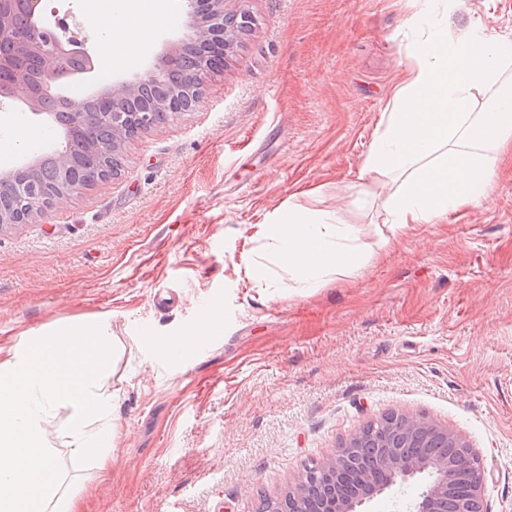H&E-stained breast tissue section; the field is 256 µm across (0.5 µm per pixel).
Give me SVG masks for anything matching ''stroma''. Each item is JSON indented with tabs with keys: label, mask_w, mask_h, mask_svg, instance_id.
Returning a JSON list of instances; mask_svg holds the SVG:
<instances>
[{
	"label": "stroma",
	"mask_w": 512,
	"mask_h": 512,
	"mask_svg": "<svg viewBox=\"0 0 512 512\" xmlns=\"http://www.w3.org/2000/svg\"><path fill=\"white\" fill-rule=\"evenodd\" d=\"M136 63L176 37V0ZM257 29L202 106L127 143L114 179L0 234V346L106 315L124 344L104 388L112 466L73 469L70 412L46 418L81 512H257L305 464L384 413L425 415L481 458L489 512H512V160L487 198L389 252L381 178L363 173L408 64L420 0H249ZM512 55V0H466ZM360 231L361 260L299 295L265 225L289 203ZM224 338L160 354L210 307Z\"/></svg>",
	"instance_id": "1"
}]
</instances>
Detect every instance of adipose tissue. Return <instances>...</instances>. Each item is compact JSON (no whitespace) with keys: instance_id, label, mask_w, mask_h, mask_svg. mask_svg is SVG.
Returning <instances> with one entry per match:
<instances>
[{"instance_id":"adipose-tissue-1","label":"adipose tissue","mask_w":512,"mask_h":512,"mask_svg":"<svg viewBox=\"0 0 512 512\" xmlns=\"http://www.w3.org/2000/svg\"><path fill=\"white\" fill-rule=\"evenodd\" d=\"M460 0H424L425 36L408 50L413 63L383 113L365 173L395 187L385 197L394 248L417 225L440 224L479 205L503 156L512 155V57L501 53L481 19L457 26ZM278 265L310 293L331 273L353 267L359 231L306 206H289L269 225Z\"/></svg>"}]
</instances>
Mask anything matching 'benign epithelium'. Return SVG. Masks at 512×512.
<instances>
[{
    "label": "benign epithelium",
    "mask_w": 512,
    "mask_h": 512,
    "mask_svg": "<svg viewBox=\"0 0 512 512\" xmlns=\"http://www.w3.org/2000/svg\"><path fill=\"white\" fill-rule=\"evenodd\" d=\"M14 0H0V38L13 35L12 3ZM33 22L32 33L15 39L14 49L9 53L0 54V70L13 68L16 58L33 55L39 59L45 86L51 89L69 108V121L58 122L57 113L45 112L40 100L29 92L23 104L25 112H4L0 117L5 122L29 121L36 127L54 130L55 138L47 140L38 151L29 149L20 153L19 158L9 167L0 169V186L9 188L11 201L9 207L0 205V234L19 226L22 223L21 207L28 205L45 214L47 206L54 201L83 192L91 183L75 179L71 175L72 163L65 153L64 144L72 137L84 133L91 126L108 125L112 127L113 144L123 145L129 142L127 132L133 125H140L141 132L153 129L149 110L141 112H101L85 111L86 99L98 95L107 102L114 100H132L137 97L147 83L161 84L168 73L180 63L185 45L190 41L202 40L211 51L227 60L235 52L243 40L252 35L257 26L254 15L246 8H228V0H180L182 3L181 18L185 31L181 38L166 44L154 64L143 73L131 78H121L111 84L82 97L73 93V77L89 76L95 69L98 53L74 41L64 40L55 30L45 23L47 0H25ZM214 71L207 59H202L197 69L189 73L183 80V91L189 94L188 101L183 96H174L172 101L163 107L161 122L177 118L186 112H195L203 101V88L206 79ZM23 86L32 87L30 81L20 77L10 85L0 86V105L7 100H14L15 91ZM48 154L57 156L58 169L54 185L47 193L38 196L27 182L18 178L22 170L36 169ZM401 441H406L414 433H427L433 428L443 430L448 440L462 448V453L453 461L436 460L423 456L402 457L393 454L383 460L380 470L381 479H376L365 472L361 476L366 491L358 498L346 497L337 490L324 500V512H359V508L386 490L399 486L405 487L412 480L421 481L419 493L398 507L400 512H448V483L453 471L461 465L470 463L477 458L476 450L458 431L445 427L423 415L405 414ZM341 451L336 455L319 462L315 468L299 475L292 486L297 500L309 495L311 484L328 479L327 471H335L341 465Z\"/></svg>",
    "instance_id": "1"
}]
</instances>
